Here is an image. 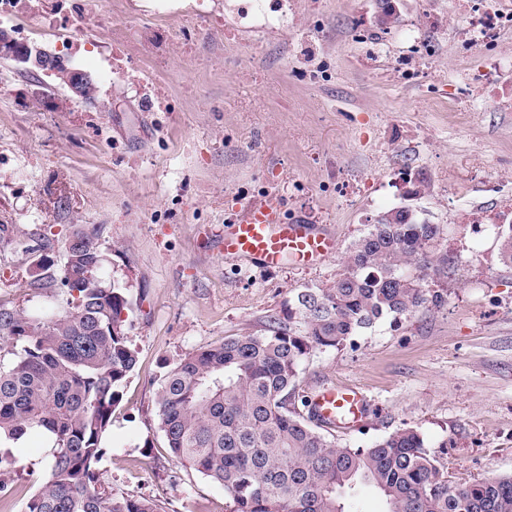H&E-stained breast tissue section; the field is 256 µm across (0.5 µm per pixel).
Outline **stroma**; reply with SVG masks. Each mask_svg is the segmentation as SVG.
Wrapping results in <instances>:
<instances>
[{"label":"stroma","mask_w":512,"mask_h":512,"mask_svg":"<svg viewBox=\"0 0 512 512\" xmlns=\"http://www.w3.org/2000/svg\"><path fill=\"white\" fill-rule=\"evenodd\" d=\"M282 2L293 20L284 52L270 36L225 44L224 0H13L0 26L89 74L97 99L0 59V304L63 309L59 283L30 287L27 248L59 253L76 227L97 229L104 278L129 290L138 356L101 482L165 512H226L223 489L165 446L164 364L263 333L299 290L335 283L379 215L407 206L447 231L457 262L423 281L446 289L445 305L313 353L293 404L304 414L314 388L355 387L372 413L336 432L339 444L411 426L464 478L512 474V267L495 228L464 229L472 213L512 208V111L466 97L479 53L458 40L454 0H398L385 26L379 0ZM430 33L442 58L413 59L412 37ZM381 39L390 57L374 56ZM270 197L283 219L336 234L337 254L273 271L225 259L226 218ZM48 471L42 437L1 443L0 512H21Z\"/></svg>","instance_id":"35a3bbf8"}]
</instances>
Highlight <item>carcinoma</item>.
I'll return each mask as SVG.
<instances>
[{"label": "carcinoma", "mask_w": 512, "mask_h": 512, "mask_svg": "<svg viewBox=\"0 0 512 512\" xmlns=\"http://www.w3.org/2000/svg\"><path fill=\"white\" fill-rule=\"evenodd\" d=\"M500 258L512 265V224L498 225ZM444 229L414 210L391 209L348 253L329 288L297 292L287 318L262 334L227 338L164 366L157 380L158 428L169 452L224 488L229 512H348L366 484L387 512H512V474L463 480L432 455L421 433L399 428L363 447L340 445L289 406L301 365L337 348L380 319L407 318L445 303L410 269L447 275L455 257ZM45 288L57 259L34 248ZM97 230L76 232L64 248L61 311L26 315L0 306V440L48 434L50 476L24 512H164L150 498L110 493L100 482L103 438L137 364L127 333L126 289L100 276Z\"/></svg>", "instance_id": "carcinoma-1"}]
</instances>
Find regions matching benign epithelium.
Segmentation results:
<instances>
[{
    "label": "benign epithelium",
    "instance_id": "7a95c632",
    "mask_svg": "<svg viewBox=\"0 0 512 512\" xmlns=\"http://www.w3.org/2000/svg\"><path fill=\"white\" fill-rule=\"evenodd\" d=\"M0 56L12 60L26 72L38 69L61 76L72 97L82 101L87 98V86L91 82L88 74L71 67L64 59L39 45L16 40L4 27H0Z\"/></svg>",
    "mask_w": 512,
    "mask_h": 512
}]
</instances>
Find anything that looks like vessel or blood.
Here are the masks:
<instances>
[{"instance_id":"b4317fda","label":"vessel or blood","mask_w":512,"mask_h":512,"mask_svg":"<svg viewBox=\"0 0 512 512\" xmlns=\"http://www.w3.org/2000/svg\"><path fill=\"white\" fill-rule=\"evenodd\" d=\"M280 210L272 200L247 205L224 228L225 258H251L276 268L287 261L308 265L336 254L334 234L306 221H285ZM308 406L316 418L345 432L359 428L370 409L360 390L333 385L313 390Z\"/></svg>"}]
</instances>
